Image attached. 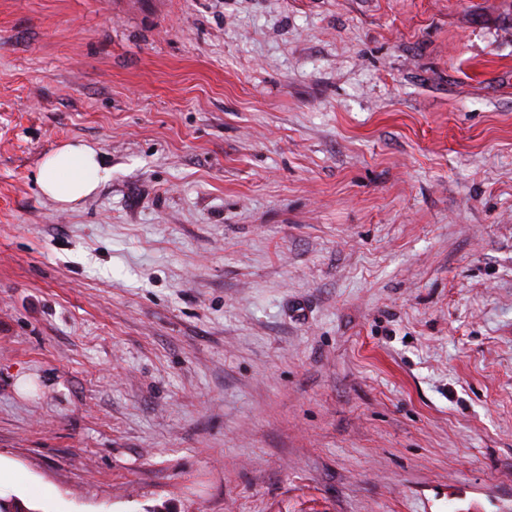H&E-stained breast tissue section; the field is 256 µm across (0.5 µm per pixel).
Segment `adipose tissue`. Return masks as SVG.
Listing matches in <instances>:
<instances>
[{"label":"adipose tissue","instance_id":"obj_1","mask_svg":"<svg viewBox=\"0 0 512 512\" xmlns=\"http://www.w3.org/2000/svg\"><path fill=\"white\" fill-rule=\"evenodd\" d=\"M106 170L97 151L83 142H68L41 161L37 185L54 203L67 207L93 194Z\"/></svg>","mask_w":512,"mask_h":512}]
</instances>
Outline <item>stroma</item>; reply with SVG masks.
I'll list each match as a JSON object with an SVG mask.
<instances>
[{
    "label": "stroma",
    "instance_id": "stroma-1",
    "mask_svg": "<svg viewBox=\"0 0 512 512\" xmlns=\"http://www.w3.org/2000/svg\"><path fill=\"white\" fill-rule=\"evenodd\" d=\"M69 141L110 175L62 209ZM0 467L512 512V0H0ZM97 151L84 142H67L41 161L37 185L59 206H73L93 194L107 174Z\"/></svg>",
    "mask_w": 512,
    "mask_h": 512
}]
</instances>
